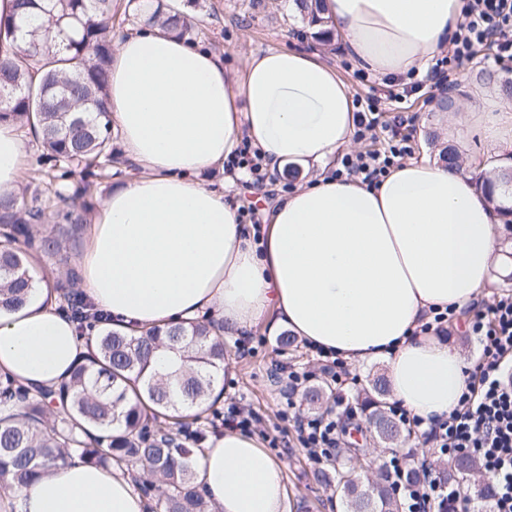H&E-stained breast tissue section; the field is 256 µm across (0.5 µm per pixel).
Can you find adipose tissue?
<instances>
[{"label":"adipose tissue","mask_w":512,"mask_h":512,"mask_svg":"<svg viewBox=\"0 0 512 512\" xmlns=\"http://www.w3.org/2000/svg\"><path fill=\"white\" fill-rule=\"evenodd\" d=\"M465 0H321L323 28L353 64L379 75L427 73L463 19ZM112 126L139 173L114 188L87 226L76 266L112 325L141 331L213 318L246 336L276 324L351 364L382 359L392 396L414 415H448L467 388L436 313L468 307L502 259V219L462 167L442 158L397 165L378 186L326 177L296 188L260 234L201 172L242 139L269 169L322 170L355 132L353 95L336 68L294 48L250 54L243 70L160 26L120 38L108 86ZM25 143L0 123V194L19 190ZM96 348L34 288L0 310V377L56 389ZM196 480L217 512H288L281 462L256 437L216 434ZM8 512H150L129 478L72 457L11 495Z\"/></svg>","instance_id":"ef3b65f1"}]
</instances>
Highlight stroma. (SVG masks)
Segmentation results:
<instances>
[{
  "mask_svg": "<svg viewBox=\"0 0 512 512\" xmlns=\"http://www.w3.org/2000/svg\"><path fill=\"white\" fill-rule=\"evenodd\" d=\"M186 13L195 21L197 43L221 55L231 68L245 64L244 51H264L276 47H295L318 51L323 61L335 65L353 94L367 95L376 91L384 95L386 84L379 77L365 82L355 69L347 67L341 51L340 39L325 43L320 41L311 26L293 14L289 0H182ZM496 76L500 83H512V62L497 64L483 58H475L458 71L453 96L464 100L474 94L475 81L485 76ZM433 99L430 89L421 95L408 97L402 104L405 116L414 120V157L435 153L442 148L443 140L434 138ZM484 112L469 114L463 121L461 133L452 138V145L460 149L465 171L479 175L489 159L495 155L512 154V142H494L487 138ZM306 176L297 172H284L268 176L262 189L253 188L242 170L232 174L214 170L205 177L206 184L222 187L241 206H253L260 218H267L279 197L285 196L298 185L306 183ZM278 333L270 320H262L248 334L250 351L239 355L237 341L225 338L224 374L221 378L225 405L244 406L254 410L260 422L254 431L261 444L272 439L287 438L288 447H272V455L284 466L288 487L290 512H345V504L335 487L317 479V465L309 462L299 449V442L291 422L282 415L281 397L288 378L280 374L278 365H286L289 371L306 375L307 385L324 383L322 363L315 352L303 342L284 349L277 343Z\"/></svg>",
  "mask_w": 512,
  "mask_h": 512,
  "instance_id": "1",
  "label": "stroma"
}]
</instances>
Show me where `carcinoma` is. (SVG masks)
Here are the masks:
<instances>
[{
    "mask_svg": "<svg viewBox=\"0 0 512 512\" xmlns=\"http://www.w3.org/2000/svg\"><path fill=\"white\" fill-rule=\"evenodd\" d=\"M20 16L40 12L46 33L56 32L64 50L49 41L3 51L16 23L0 24V122L18 121L41 147L39 163L45 190L25 186L21 196L0 198V306L22 304L33 281L31 269L45 259L67 260L74 231L87 212L101 180L115 162L108 83L112 65L114 0H15ZM320 0H294L295 11L313 24ZM124 17L158 24L188 42L192 27L178 0H126ZM78 186L68 193L70 178ZM503 172L482 178L480 190L512 224V206L496 202L495 188L511 200ZM83 204L76 205V200ZM62 311L82 332L100 325L97 348L57 392L58 400L37 398L20 383L0 380V485L19 489L63 466L77 454L96 466H111L131 476L144 494L159 492L164 512H211L194 479V456L203 436L191 429L206 412L216 382L211 367L224 362V337L212 323L148 329L138 335L114 329L108 318L90 312L75 273L57 286ZM182 353L181 370L158 376L151 370L162 344ZM388 387L383 376L368 380L361 411L380 441L409 440L384 409ZM200 408L175 430L152 422L176 404ZM358 449L349 448L321 478L334 483L347 512H398L388 478L361 479Z\"/></svg>",
    "mask_w": 512,
    "mask_h": 512,
    "instance_id": "1",
    "label": "carcinoma"
}]
</instances>
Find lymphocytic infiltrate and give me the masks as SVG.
Here are the masks:
<instances>
[{
  "label": "lymphocytic infiltrate",
  "instance_id": "f902f5d3",
  "mask_svg": "<svg viewBox=\"0 0 512 512\" xmlns=\"http://www.w3.org/2000/svg\"><path fill=\"white\" fill-rule=\"evenodd\" d=\"M481 52L496 63L512 60V0H466L464 20L450 38L447 54L436 58L425 78H417L411 70L392 79L385 96L355 98L357 136L382 139L383 146L343 156L335 176L378 186L391 167L410 155L413 131L407 117L387 116L381 101L403 102L428 82L436 88H453L457 68ZM471 313L470 333L476 338L478 357L468 371V389L453 411L427 422L411 415L400 402L390 403L389 409L410 434L432 443L442 455L477 459L495 482L487 512H512V292L500 293L488 310L475 307ZM288 379L283 397L293 412L300 443L312 463L327 464L339 443L341 418L353 410L344 408L339 417L329 411L297 413L293 397L302 378L293 371ZM383 469L402 502V512H475L474 502L460 496L454 482L435 475L430 461H420L421 478L415 482L406 480L405 462L399 455L386 459Z\"/></svg>",
  "mask_w": 512,
  "mask_h": 512
}]
</instances>
